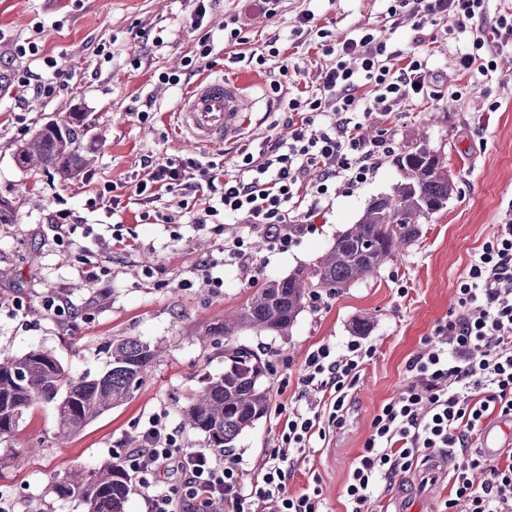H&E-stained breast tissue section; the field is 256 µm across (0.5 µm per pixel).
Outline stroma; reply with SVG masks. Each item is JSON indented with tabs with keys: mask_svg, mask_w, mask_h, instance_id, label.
Listing matches in <instances>:
<instances>
[{
	"mask_svg": "<svg viewBox=\"0 0 512 512\" xmlns=\"http://www.w3.org/2000/svg\"><path fill=\"white\" fill-rule=\"evenodd\" d=\"M390 0H212L201 29H193L189 0H0V207L10 209L0 222V355L42 349L57 355L72 373L93 375L106 368V346L136 336L151 343L156 359L131 399L63 440L51 406L36 405L15 433L0 439V501L10 512H83L75 500L50 501L51 476L68 469L93 468L125 455L149 416L165 417L183 448H202L203 434L187 429L180 409L202 388L206 377L224 370L226 344L263 351L271 363L266 416L235 443L245 469H256L281 444L282 412L300 391L307 354L322 344L343 348L354 326H367L376 354L364 365L350 392L346 422L318 442L288 479L290 493L308 489L319 478L328 512H346L344 486L356 457L370 437L373 418L406 382V362L434 336L439 321L455 308V287L472 255L491 239L512 203V45L498 48V69L489 74L459 73L454 63L469 51L472 30H449L432 17L415 27L405 14H392ZM313 16V34L294 31L301 14ZM238 18L242 40H224V23ZM339 43L372 30L394 51V68L418 52L429 70L430 94L392 114L365 122L372 140L386 141L394 153L382 157L374 175L354 188L337 185L317 209H299L303 229L287 250L269 247L263 233L233 217L215 216L197 224L192 198L165 194L142 205L132 186L147 179L145 158L191 157L231 161L258 153L266 141L287 142L291 129L283 102L312 94L322 84L331 59L317 30ZM162 44H153V37ZM209 37L213 51L200 58L198 44ZM279 56L264 65L251 62L269 40ZM34 41L67 75L52 96L22 91L18 70L31 66L16 45ZM194 72L176 85L163 84V72ZM227 67L248 72L256 105L243 137L220 148L186 147L174 114L196 75ZM280 92H272L273 83ZM465 89L452 100L448 89ZM497 111H489L490 103ZM148 119H140V112ZM85 113L90 132L81 150L89 167L71 180L51 170L18 164V145L50 120ZM425 140L444 154L455 191L445 210L422 224L412 244L386 261L373 276L338 291L320 289L307 298L284 335L241 330L232 339L205 335L206 325L234 313L267 280L284 278L298 267H312L337 234L356 223L372 198L390 192L402 174L393 156ZM115 185L121 198L112 207L102 192ZM71 213L69 234L58 235V210ZM174 216L165 224L142 219L144 211ZM130 248L116 246L115 221ZM242 237L250 249L245 262L224 264V246ZM105 267L101 281L82 276V262ZM218 261L221 286L210 284L201 268ZM62 295L70 304L62 316L49 314L44 299ZM22 299L15 309L13 299ZM36 453H29V446Z\"/></svg>",
	"mask_w": 512,
	"mask_h": 512,
	"instance_id": "stroma-1",
	"label": "stroma"
}]
</instances>
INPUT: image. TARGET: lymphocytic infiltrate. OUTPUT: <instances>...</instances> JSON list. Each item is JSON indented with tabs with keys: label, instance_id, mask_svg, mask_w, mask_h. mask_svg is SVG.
Listing matches in <instances>:
<instances>
[{
	"label": "lymphocytic infiltrate",
	"instance_id": "obj_1",
	"mask_svg": "<svg viewBox=\"0 0 512 512\" xmlns=\"http://www.w3.org/2000/svg\"><path fill=\"white\" fill-rule=\"evenodd\" d=\"M390 10L419 24L442 15L463 29L481 19L485 0H392ZM492 34L489 40L474 36L471 51L457 57L456 70L496 71L490 46L512 42V12L497 17ZM323 50L336 63L318 93L289 99L287 108L300 114L301 124L288 143L245 154L230 170L213 160H158L133 194L146 204L164 192L205 197L209 205L200 223L221 211L262 231L271 247L287 249L300 230L292 218L302 203L300 190L309 189L319 199L333 185L367 182L391 147L366 142L359 134L363 121L389 115L428 92L425 61L412 53L399 72H392L387 44L372 32ZM367 81L376 86L369 100L358 95ZM435 331V339L407 360V382L399 396L384 404L371 423V436L345 486L348 512H372V503L396 477L427 453L451 448L458 454L446 512H512V450L491 464L472 451L491 415L512 417V204L492 239L472 255L457 282L456 309ZM375 354L361 337L341 352L322 344L308 353L300 379L308 398L289 408L282 449L269 453L252 472L233 453L179 448L164 418L150 417L141 432L142 447L123 459L137 485L151 492L148 512H211L218 500L231 512H325L320 487L293 495L287 482L295 460L313 452L329 428L342 426L349 392ZM318 393L324 402L315 401ZM168 466L182 479L158 487L157 474Z\"/></svg>",
	"mask_w": 512,
	"mask_h": 512
}]
</instances>
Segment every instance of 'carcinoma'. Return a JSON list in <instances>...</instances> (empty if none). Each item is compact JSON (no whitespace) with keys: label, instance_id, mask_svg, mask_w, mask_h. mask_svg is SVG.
<instances>
[{"label":"carcinoma","instance_id":"1","mask_svg":"<svg viewBox=\"0 0 512 512\" xmlns=\"http://www.w3.org/2000/svg\"><path fill=\"white\" fill-rule=\"evenodd\" d=\"M86 128L85 115L77 112L47 123L19 146L16 159L24 167L74 178L89 165L77 147ZM395 163L402 180L391 193L373 198L359 221L340 232L312 268L269 281L233 317L209 325L204 335L231 337L244 328L283 334L301 312L309 288H344L372 275L415 241L419 225L447 206L454 182L445 157L423 140L405 148ZM108 355V368L97 376L73 375L49 351L1 355L0 439L12 435L38 403L52 405L59 437L68 439L132 398L152 368L154 349L137 337H125L112 341ZM268 370L264 353L242 344L228 347L224 373L210 378L182 408L183 423L204 434L211 448L233 447L268 412ZM132 492V479L118 458L89 471L56 474L48 484L52 498L75 499L83 512H126Z\"/></svg>","mask_w":512,"mask_h":512}]
</instances>
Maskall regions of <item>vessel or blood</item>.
<instances>
[{
    "label": "vessel or blood",
    "instance_id": "obj_1",
    "mask_svg": "<svg viewBox=\"0 0 512 512\" xmlns=\"http://www.w3.org/2000/svg\"><path fill=\"white\" fill-rule=\"evenodd\" d=\"M249 110L245 82L238 74L227 69L205 73L189 88L176 112L177 131L194 145L214 148L239 137ZM509 436L512 437V426L506 422L485 427L482 454L494 457L500 441ZM452 463V457L432 456L417 476L420 494L402 497L396 512H434L433 508H422L421 503L430 499L433 482L446 474Z\"/></svg>",
    "mask_w": 512,
    "mask_h": 512
}]
</instances>
